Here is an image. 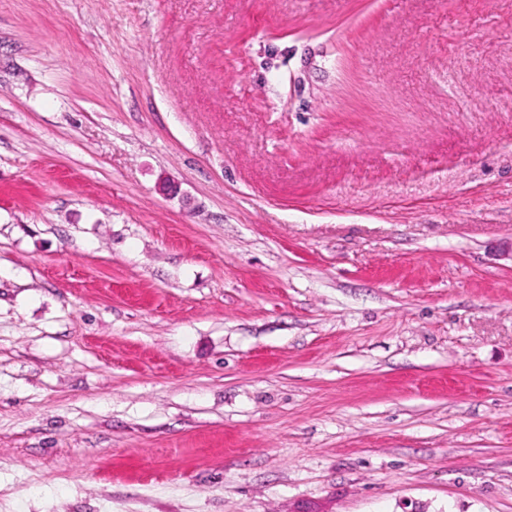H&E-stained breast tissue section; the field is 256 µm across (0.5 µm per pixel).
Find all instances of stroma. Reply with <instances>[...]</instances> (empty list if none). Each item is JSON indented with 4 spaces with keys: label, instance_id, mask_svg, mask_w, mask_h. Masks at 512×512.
I'll return each instance as SVG.
<instances>
[{
    "label": "stroma",
    "instance_id": "stroma-1",
    "mask_svg": "<svg viewBox=\"0 0 512 512\" xmlns=\"http://www.w3.org/2000/svg\"><path fill=\"white\" fill-rule=\"evenodd\" d=\"M0 512H512V0H0Z\"/></svg>",
    "mask_w": 512,
    "mask_h": 512
}]
</instances>
